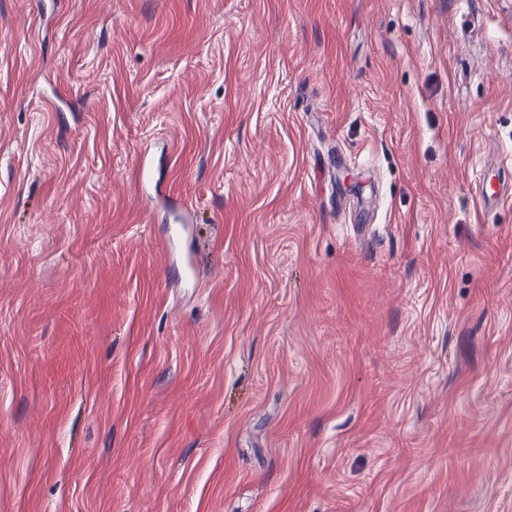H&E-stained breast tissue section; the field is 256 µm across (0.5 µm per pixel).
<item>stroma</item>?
Returning <instances> with one entry per match:
<instances>
[{"instance_id": "35a3bbf8", "label": "stroma", "mask_w": 512, "mask_h": 512, "mask_svg": "<svg viewBox=\"0 0 512 512\" xmlns=\"http://www.w3.org/2000/svg\"><path fill=\"white\" fill-rule=\"evenodd\" d=\"M44 2L0 512H512V0Z\"/></svg>"}]
</instances>
